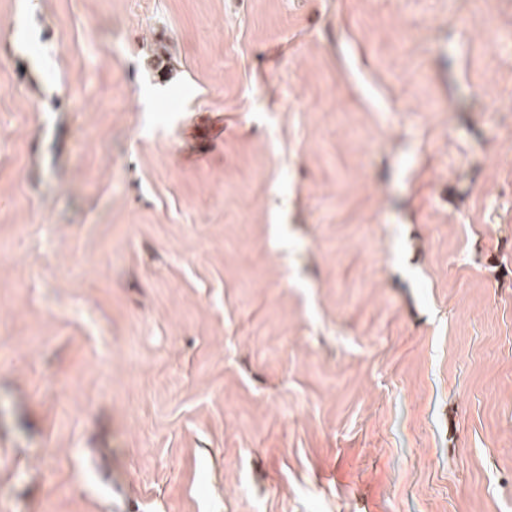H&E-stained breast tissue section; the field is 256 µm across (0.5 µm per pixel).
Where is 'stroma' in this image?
I'll list each match as a JSON object with an SVG mask.
<instances>
[{"label": "stroma", "instance_id": "obj_1", "mask_svg": "<svg viewBox=\"0 0 512 512\" xmlns=\"http://www.w3.org/2000/svg\"><path fill=\"white\" fill-rule=\"evenodd\" d=\"M0 512H512V0H0Z\"/></svg>", "mask_w": 512, "mask_h": 512}]
</instances>
